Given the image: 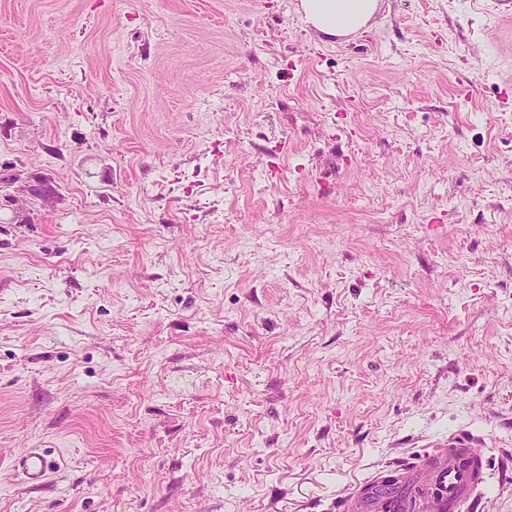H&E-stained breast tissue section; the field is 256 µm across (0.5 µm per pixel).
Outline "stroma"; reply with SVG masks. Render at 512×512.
Returning <instances> with one entry per match:
<instances>
[{"label":"stroma","mask_w":512,"mask_h":512,"mask_svg":"<svg viewBox=\"0 0 512 512\" xmlns=\"http://www.w3.org/2000/svg\"><path fill=\"white\" fill-rule=\"evenodd\" d=\"M382 3L0 0V512H338L461 429L498 470L512 20ZM379 5V0H299L298 12L314 30L340 37L366 26ZM16 466L28 481L39 484L50 469V462L41 451L32 448L17 458Z\"/></svg>","instance_id":"obj_1"}]
</instances>
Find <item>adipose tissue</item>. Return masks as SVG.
<instances>
[{
    "label": "adipose tissue",
    "instance_id": "obj_1",
    "mask_svg": "<svg viewBox=\"0 0 512 512\" xmlns=\"http://www.w3.org/2000/svg\"><path fill=\"white\" fill-rule=\"evenodd\" d=\"M379 9V0H299L306 25L331 37L346 36L366 26Z\"/></svg>",
    "mask_w": 512,
    "mask_h": 512
}]
</instances>
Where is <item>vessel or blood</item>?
Instances as JSON below:
<instances>
[{"instance_id": "b4317fda", "label": "vessel or blood", "mask_w": 512, "mask_h": 512, "mask_svg": "<svg viewBox=\"0 0 512 512\" xmlns=\"http://www.w3.org/2000/svg\"><path fill=\"white\" fill-rule=\"evenodd\" d=\"M484 445L477 434L455 432L435 441L432 451L412 462L394 464L395 479L418 492L412 504L414 512H463L477 502L486 475ZM16 466L28 481L38 484L50 463L32 448L18 457ZM379 486L374 476L363 487L352 488L339 501V512H401L396 499L378 495Z\"/></svg>"}]
</instances>
